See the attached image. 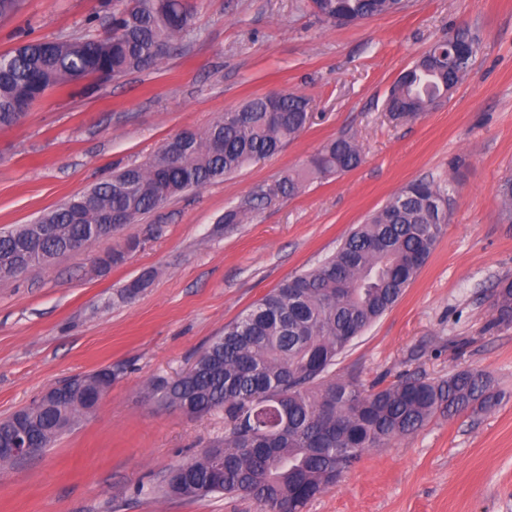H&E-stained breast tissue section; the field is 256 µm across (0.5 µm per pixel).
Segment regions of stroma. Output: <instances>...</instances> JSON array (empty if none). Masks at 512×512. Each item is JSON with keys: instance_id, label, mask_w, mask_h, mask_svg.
<instances>
[{"instance_id": "stroma-1", "label": "stroma", "mask_w": 512, "mask_h": 512, "mask_svg": "<svg viewBox=\"0 0 512 512\" xmlns=\"http://www.w3.org/2000/svg\"><path fill=\"white\" fill-rule=\"evenodd\" d=\"M190 33L161 63L100 83L48 90L0 128V232L145 162L178 131H201L272 91L310 102L309 124L276 155L186 191L135 223L27 274L0 280V418L59 381L117 368L101 403L52 448L0 478V512H260L252 499L163 495L169 473L224 437V414L158 405L151 380L186 371L225 324L285 279L320 264L355 225L409 183L448 193V227L398 303L339 356L333 374L369 386L405 375L487 373L491 412L436 413L366 452L304 512H512V326L490 327V300L512 279V224L498 186L512 176V0H409L398 13L338 27L309 0H191ZM99 0H24L0 20V53L33 39L94 36ZM480 41L469 74L422 118L389 121L398 75L439 38ZM347 134L361 164L317 177L233 229L220 219L260 187ZM141 241L101 270L114 241ZM133 299L121 292L142 275Z\"/></svg>"}]
</instances>
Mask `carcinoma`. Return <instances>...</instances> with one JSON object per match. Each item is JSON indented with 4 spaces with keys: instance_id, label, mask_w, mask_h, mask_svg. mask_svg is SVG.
Here are the masks:
<instances>
[{
    "instance_id": "cac0c4a2",
    "label": "carcinoma",
    "mask_w": 512,
    "mask_h": 512,
    "mask_svg": "<svg viewBox=\"0 0 512 512\" xmlns=\"http://www.w3.org/2000/svg\"><path fill=\"white\" fill-rule=\"evenodd\" d=\"M318 16L335 25L397 13L406 0H312ZM189 0H112L110 30L103 36L30 39L0 54V128L17 124L51 88L78 81L90 95L97 82L141 71L169 55L192 27ZM473 55L453 65L406 69L386 101L392 121L421 118L448 97L469 72L479 42L466 30L435 42L423 53L448 57L453 44ZM309 101L282 93L272 102L255 97L224 113L186 143L166 142L148 161L127 167L38 218L0 234V278H16L118 232L102 221L113 213L132 224L163 202L200 189L244 166L276 154L309 120ZM355 139L327 142L302 166L273 186L224 212L225 227L241 224L279 195H295L312 175H340L361 163ZM501 217L512 221V177L499 185ZM448 224V196L427 181L409 184L364 224H359L318 266L283 281L237 320L224 325L181 377L150 382L157 402L192 416L224 411V442L187 462L188 477L169 475L164 494L205 498L244 495L261 512H303L307 502L337 484L366 451L411 434L436 412H490L499 404L486 375L458 371L446 380L410 376L379 390L330 374L337 358L375 320L392 308L426 263ZM139 247L127 238L101 260L123 264ZM493 324H512V280L494 294ZM116 373L104 367L58 382L39 400L0 421V464L15 458L16 421L31 427V444L49 448L97 397L112 388Z\"/></svg>"
}]
</instances>
